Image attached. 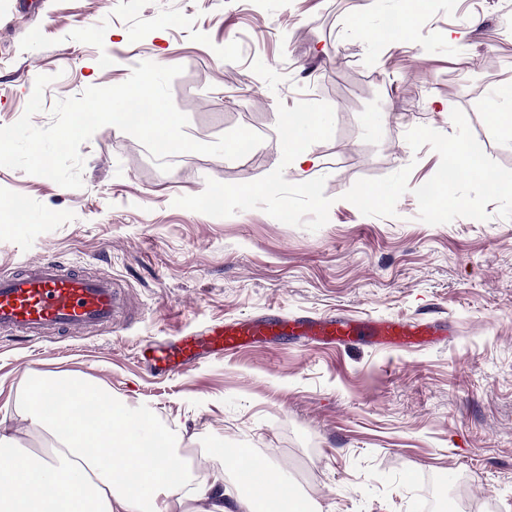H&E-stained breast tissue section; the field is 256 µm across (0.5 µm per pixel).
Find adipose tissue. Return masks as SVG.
Masks as SVG:
<instances>
[{
	"label": "adipose tissue",
	"instance_id": "obj_1",
	"mask_svg": "<svg viewBox=\"0 0 512 512\" xmlns=\"http://www.w3.org/2000/svg\"><path fill=\"white\" fill-rule=\"evenodd\" d=\"M320 123L279 131L284 155L295 166H318L307 146ZM461 172L484 176L496 191L512 193V177L485 171L471 143L448 151ZM33 423L47 438L41 456L18 451L0 426V512H259L260 498L274 512H315L306 497L292 492L280 472L256 457L249 471H237L241 486L224 496V478L194 481L191 469L174 456L172 438L149 408L132 409L99 382L79 374L46 372L27 385ZM101 414L88 420L84 406Z\"/></svg>",
	"mask_w": 512,
	"mask_h": 512
}]
</instances>
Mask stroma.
Listing matches in <instances>:
<instances>
[{"label":"stroma","instance_id":"stroma-1","mask_svg":"<svg viewBox=\"0 0 512 512\" xmlns=\"http://www.w3.org/2000/svg\"><path fill=\"white\" fill-rule=\"evenodd\" d=\"M0 0V126L51 76L59 100L126 81L152 61L187 135L262 136L249 156L183 153L161 171L117 127L80 147L83 186L0 167V274L50 255L122 288L121 325L37 344L0 334V423L21 447L43 437L30 375L92 378L151 408L208 478L216 445L253 448L321 512H512V196L475 176L444 185L448 144L480 143L512 172V0ZM311 112L320 168L283 157L279 129ZM270 183L246 198L236 189ZM447 202L421 200L427 185ZM223 186L220 206L208 205ZM381 204L359 203L362 189ZM25 221L7 223L6 202ZM445 319L452 336L415 350L283 341L154 376L138 351L218 319Z\"/></svg>","mask_w":512,"mask_h":512}]
</instances>
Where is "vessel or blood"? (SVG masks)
Segmentation results:
<instances>
[{"label":"vessel or blood","instance_id":"obj_1","mask_svg":"<svg viewBox=\"0 0 512 512\" xmlns=\"http://www.w3.org/2000/svg\"><path fill=\"white\" fill-rule=\"evenodd\" d=\"M122 293L112 279L76 274L60 262L41 258L0 276V333L36 341L72 336L114 324L123 310ZM290 333L320 345L359 340L403 346L426 336H444L447 324L401 319L357 321L348 317H243L213 324L172 340L147 345L141 356L157 373L185 370L202 356L235 354L267 339Z\"/></svg>","mask_w":512,"mask_h":512}]
</instances>
